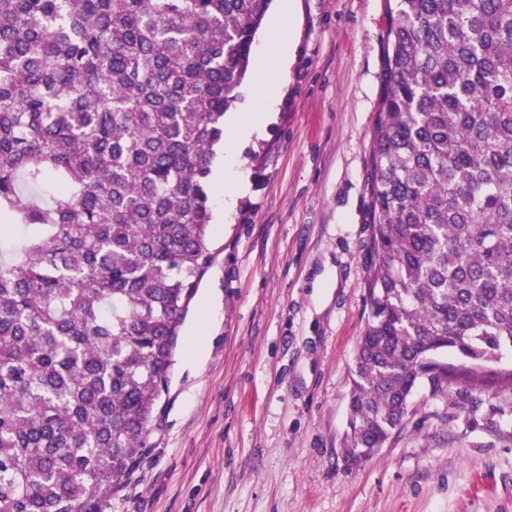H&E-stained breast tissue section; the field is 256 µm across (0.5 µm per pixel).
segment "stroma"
Masks as SVG:
<instances>
[{"label": "stroma", "mask_w": 512, "mask_h": 512, "mask_svg": "<svg viewBox=\"0 0 512 512\" xmlns=\"http://www.w3.org/2000/svg\"><path fill=\"white\" fill-rule=\"evenodd\" d=\"M272 0L291 42L264 133L218 153L243 181L185 313L148 446L112 512H512V389L417 388L406 428L344 460L368 314L369 180L389 0Z\"/></svg>", "instance_id": "1"}]
</instances>
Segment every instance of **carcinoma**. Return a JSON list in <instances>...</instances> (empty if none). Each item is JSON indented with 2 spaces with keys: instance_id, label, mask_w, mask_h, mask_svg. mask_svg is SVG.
I'll return each instance as SVG.
<instances>
[{
  "instance_id": "cac0c4a2",
  "label": "carcinoma",
  "mask_w": 512,
  "mask_h": 512,
  "mask_svg": "<svg viewBox=\"0 0 512 512\" xmlns=\"http://www.w3.org/2000/svg\"><path fill=\"white\" fill-rule=\"evenodd\" d=\"M269 4L0 0V512H111L139 465ZM387 40L353 464L422 383L512 386V0H396Z\"/></svg>"
}]
</instances>
